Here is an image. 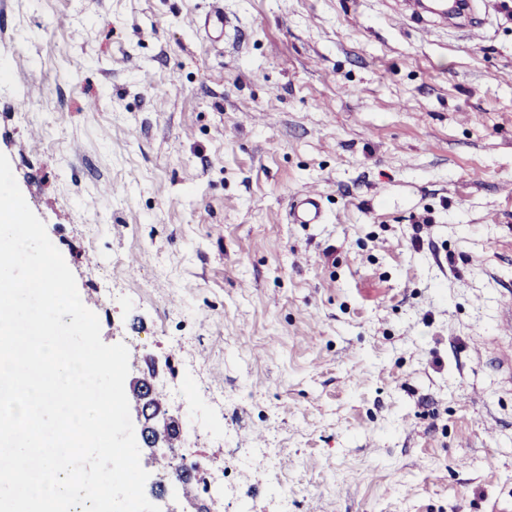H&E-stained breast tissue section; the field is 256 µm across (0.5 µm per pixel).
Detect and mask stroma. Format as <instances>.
<instances>
[{"label": "stroma", "instance_id": "obj_1", "mask_svg": "<svg viewBox=\"0 0 512 512\" xmlns=\"http://www.w3.org/2000/svg\"><path fill=\"white\" fill-rule=\"evenodd\" d=\"M395 2L224 0L216 47L210 0H0V153L182 420L140 449L161 512L174 452L219 512H276L271 468L288 512H512V7L471 43ZM311 186L324 223H289ZM212 1L215 2V6L204 15L193 17V24L197 31H202L209 39L225 43L230 30L235 25L224 13V7L220 4L222 0Z\"/></svg>", "mask_w": 512, "mask_h": 512}]
</instances>
